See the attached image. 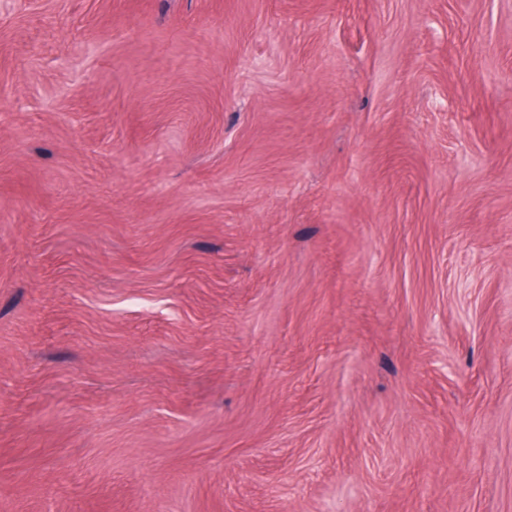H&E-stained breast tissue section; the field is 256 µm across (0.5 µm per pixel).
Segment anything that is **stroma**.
Returning a JSON list of instances; mask_svg holds the SVG:
<instances>
[{
    "mask_svg": "<svg viewBox=\"0 0 512 512\" xmlns=\"http://www.w3.org/2000/svg\"><path fill=\"white\" fill-rule=\"evenodd\" d=\"M0 512H512V0H0Z\"/></svg>",
    "mask_w": 512,
    "mask_h": 512,
    "instance_id": "obj_1",
    "label": "stroma"
}]
</instances>
